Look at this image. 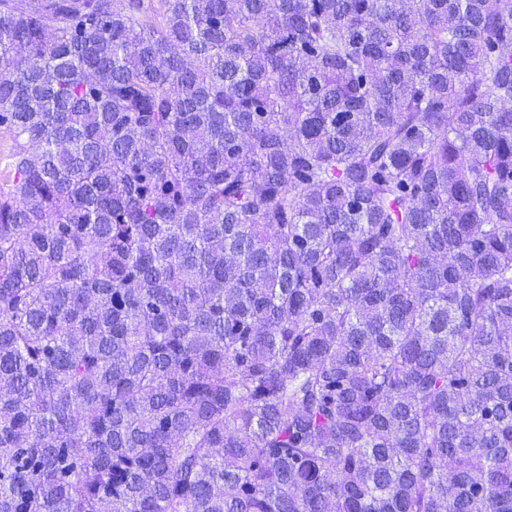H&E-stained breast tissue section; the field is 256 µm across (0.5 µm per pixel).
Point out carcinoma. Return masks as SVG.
<instances>
[{"mask_svg":"<svg viewBox=\"0 0 512 512\" xmlns=\"http://www.w3.org/2000/svg\"><path fill=\"white\" fill-rule=\"evenodd\" d=\"M512 0H0V512H512Z\"/></svg>","mask_w":512,"mask_h":512,"instance_id":"obj_1","label":"carcinoma"}]
</instances>
